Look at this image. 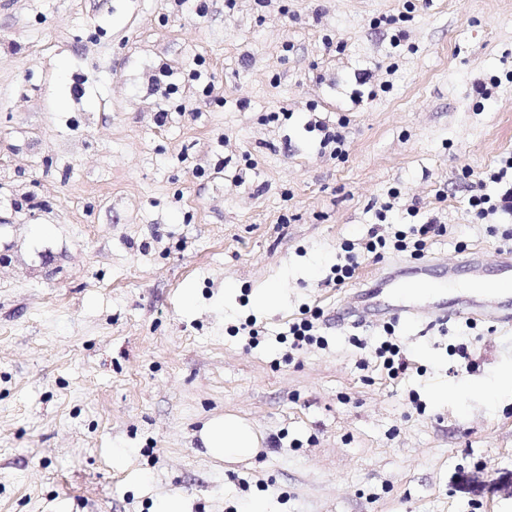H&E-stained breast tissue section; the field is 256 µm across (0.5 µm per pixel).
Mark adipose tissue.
I'll list each match as a JSON object with an SVG mask.
<instances>
[{
	"label": "adipose tissue",
	"instance_id": "1",
	"mask_svg": "<svg viewBox=\"0 0 512 512\" xmlns=\"http://www.w3.org/2000/svg\"><path fill=\"white\" fill-rule=\"evenodd\" d=\"M260 439L251 424L233 415L212 418L202 430L206 454L227 462L252 457L260 446Z\"/></svg>",
	"mask_w": 512,
	"mask_h": 512
}]
</instances>
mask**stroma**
I'll return each mask as SVG.
<instances>
[{
    "instance_id": "1",
    "label": "stroma",
    "mask_w": 512,
    "mask_h": 512,
    "mask_svg": "<svg viewBox=\"0 0 512 512\" xmlns=\"http://www.w3.org/2000/svg\"><path fill=\"white\" fill-rule=\"evenodd\" d=\"M511 71L512 0H0V512H512V328L396 324L392 378L383 323L336 314L421 260L324 285L412 222L498 280L512 217L469 199L512 153ZM342 117L339 157L309 123ZM226 414L253 457L205 454ZM319 319V313L314 312L308 316L301 318L299 321L293 322L289 326V336L293 337V346H300L302 342H313L318 341V339H314L315 334L314 331H317V326L315 325V320ZM376 354L379 359H383L382 366L392 378L409 368L407 361L400 353L399 345L391 340L382 341L376 348ZM201 437L206 454L224 462L252 457L260 448L261 439L251 424L233 415L209 420L204 425Z\"/></svg>"
}]
</instances>
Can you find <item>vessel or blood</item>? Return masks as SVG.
Segmentation results:
<instances>
[{
	"label": "vessel or blood",
	"mask_w": 512,
	"mask_h": 512,
	"mask_svg": "<svg viewBox=\"0 0 512 512\" xmlns=\"http://www.w3.org/2000/svg\"><path fill=\"white\" fill-rule=\"evenodd\" d=\"M498 266L502 272L501 281L480 282L475 291L458 297L452 303L447 302L443 297L436 296L432 303L426 305L407 300L403 282L396 274L390 273L382 276L381 281L394 289L391 303L379 309L363 296L350 306L349 313L359 323L384 319L446 323L458 318H466L472 321L512 326V303H507L505 300L508 293L507 286L512 283V250L500 253Z\"/></svg>",
	"instance_id": "1"
}]
</instances>
